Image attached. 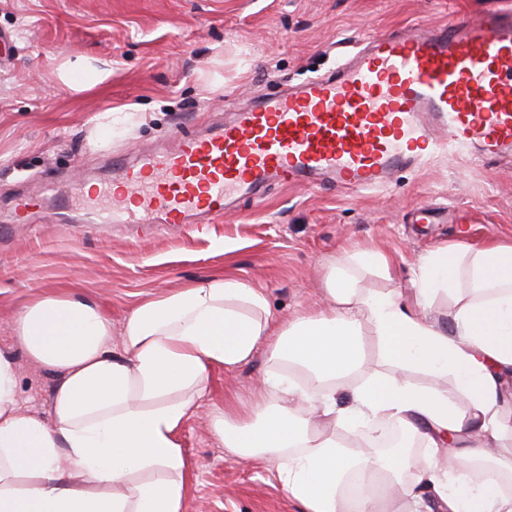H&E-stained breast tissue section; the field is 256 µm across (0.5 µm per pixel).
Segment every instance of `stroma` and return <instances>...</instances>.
<instances>
[{
  "mask_svg": "<svg viewBox=\"0 0 512 512\" xmlns=\"http://www.w3.org/2000/svg\"><path fill=\"white\" fill-rule=\"evenodd\" d=\"M491 9L512 0H0V349L18 364L21 405L48 413L58 382L7 326L42 296L93 303L117 333L138 302L221 274L261 290L282 322L324 308L326 263L341 250L385 254L390 277L364 273L359 286L398 289L410 305L429 250L512 238V158L450 148L375 191L273 180L186 229L51 220L76 185L112 182L113 154L133 162L179 133L223 125L231 104L331 73L365 35ZM98 70L111 76L95 85ZM422 206L447 209V223L419 222ZM279 368L263 352L212 371L180 433L192 468L186 512H301L271 464L239 461L212 428L223 411L253 405Z\"/></svg>",
  "mask_w": 512,
  "mask_h": 512,
  "instance_id": "stroma-1",
  "label": "stroma"
}]
</instances>
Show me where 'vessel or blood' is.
Listing matches in <instances>:
<instances>
[{
    "mask_svg": "<svg viewBox=\"0 0 512 512\" xmlns=\"http://www.w3.org/2000/svg\"><path fill=\"white\" fill-rule=\"evenodd\" d=\"M445 139L512 154L511 13L372 37L335 74L236 107L232 122L181 134L174 149L113 159L120 188L84 221L194 224L274 178L377 189Z\"/></svg>",
    "mask_w": 512,
    "mask_h": 512,
    "instance_id": "1",
    "label": "vessel or blood"
}]
</instances>
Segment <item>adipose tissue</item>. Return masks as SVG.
I'll use <instances>...</instances> for the list:
<instances>
[{"label":"adipose tissue","mask_w":512,"mask_h":512,"mask_svg":"<svg viewBox=\"0 0 512 512\" xmlns=\"http://www.w3.org/2000/svg\"><path fill=\"white\" fill-rule=\"evenodd\" d=\"M388 272L370 249L343 251L332 265L321 311L276 325L264 294L220 275L139 303L112 349V323L71 295L35 299L9 327L27 358L58 374L50 415L23 409L18 366L0 351V512H186L190 472L179 434L210 373L250 362L259 348L291 364L272 371L248 408L216 418L225 449L273 464L303 512H374L397 499L420 512L405 472L407 448L371 452L374 423L420 440L425 472L443 512H512V435L505 418L512 374V241L449 244L418 266L414 305L390 292L359 291L347 265ZM448 326L430 315L439 293ZM375 343L388 371L365 372ZM427 373L430 384L408 379ZM350 385L349 405L336 389ZM481 466L474 481L462 463ZM379 482L380 496L349 498L348 477Z\"/></svg>","instance_id":"adipose-tissue-1"}]
</instances>
